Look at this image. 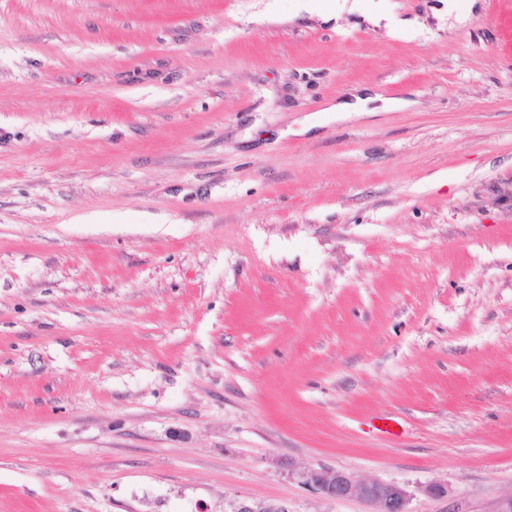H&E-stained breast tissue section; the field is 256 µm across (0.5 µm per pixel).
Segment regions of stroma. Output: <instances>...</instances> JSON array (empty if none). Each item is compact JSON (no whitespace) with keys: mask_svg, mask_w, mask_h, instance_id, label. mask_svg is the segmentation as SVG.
I'll list each match as a JSON object with an SVG mask.
<instances>
[{"mask_svg":"<svg viewBox=\"0 0 512 512\" xmlns=\"http://www.w3.org/2000/svg\"><path fill=\"white\" fill-rule=\"evenodd\" d=\"M320 466L512 498V0H0V512ZM370 91L367 87L354 88L352 102H339L329 106L333 112H368L367 105L375 101L378 97L369 95Z\"/></svg>","mask_w":512,"mask_h":512,"instance_id":"stroma-1","label":"stroma"}]
</instances>
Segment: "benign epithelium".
Segmentation results:
<instances>
[{"mask_svg": "<svg viewBox=\"0 0 512 512\" xmlns=\"http://www.w3.org/2000/svg\"><path fill=\"white\" fill-rule=\"evenodd\" d=\"M305 486L333 500L360 499L374 507L375 512H408V493L401 486L382 481H363L342 470L324 467L309 468L298 472ZM233 512H289L282 504H263L239 500Z\"/></svg>", "mask_w": 512, "mask_h": 512, "instance_id": "benign-epithelium-1", "label": "benign epithelium"}]
</instances>
